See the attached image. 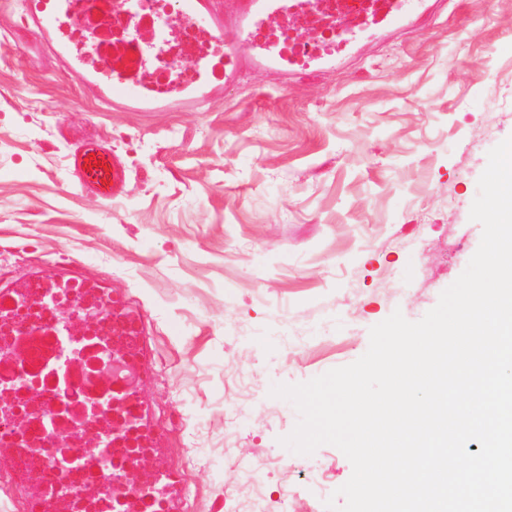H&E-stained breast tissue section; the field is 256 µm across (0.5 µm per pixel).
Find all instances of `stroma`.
I'll return each instance as SVG.
<instances>
[{
	"label": "stroma",
	"mask_w": 512,
	"mask_h": 512,
	"mask_svg": "<svg viewBox=\"0 0 512 512\" xmlns=\"http://www.w3.org/2000/svg\"><path fill=\"white\" fill-rule=\"evenodd\" d=\"M26 13L0 0V291L77 280L142 313L141 398L184 476L178 512L343 506L349 460L281 445L299 415L270 389L354 362L373 325L420 320L467 267L478 179L512 138V0H430L351 59L254 63L161 109L105 104ZM90 136L128 170L110 202L69 175Z\"/></svg>",
	"instance_id": "1"
}]
</instances>
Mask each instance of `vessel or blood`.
<instances>
[{
    "mask_svg": "<svg viewBox=\"0 0 512 512\" xmlns=\"http://www.w3.org/2000/svg\"><path fill=\"white\" fill-rule=\"evenodd\" d=\"M414 2L415 0H385L383 6L367 12L364 18L355 22L350 21L345 11L336 10L328 16L332 33L326 42L308 46L295 40L284 51L271 45L265 52L253 53L242 35H235L229 41L220 28L212 30L211 36L216 43L224 45L228 65L237 64L243 57L256 55L265 65L279 68L284 66L289 73L298 74L313 66L320 67L351 57L358 45L376 34L411 28ZM276 8L275 0H247L243 7V20L248 24L265 23L269 13ZM104 94L112 103L119 105L135 103L144 98L140 85L117 79L106 85ZM69 167L78 186L99 198L114 199L125 189L126 167L102 142L90 141L78 146L70 156ZM112 325L115 335L120 338L119 344L112 347L113 358L128 363L131 367H139L143 320L119 295L112 299ZM112 400L122 403L134 417L133 422L127 424L122 423L120 418H113V445H121L124 439L131 438L135 440L137 447L147 449L152 454L156 453L153 427L146 418L142 401L133 398L125 383L117 379L112 382ZM125 481V467H114L112 491L124 501L123 512H142L137 493L129 489ZM181 483L182 475L174 468L163 466L153 473L149 486L163 504L165 512H172L174 498Z\"/></svg>",
    "mask_w": 512,
    "mask_h": 512,
    "instance_id": "1",
    "label": "vessel or blood"
}]
</instances>
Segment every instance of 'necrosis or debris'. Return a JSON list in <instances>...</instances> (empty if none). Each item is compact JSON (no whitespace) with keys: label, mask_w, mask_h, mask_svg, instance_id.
I'll return each instance as SVG.
<instances>
[{"label":"necrosis or debris","mask_w":512,"mask_h":512,"mask_svg":"<svg viewBox=\"0 0 512 512\" xmlns=\"http://www.w3.org/2000/svg\"><path fill=\"white\" fill-rule=\"evenodd\" d=\"M170 6L171 0H141L134 17L112 28L102 27L101 18L123 11V0H61L54 13L62 24L80 17L83 31L93 38V52L111 56L116 74L126 78L146 74L164 89L195 83L208 69L224 63V50L210 39L207 27L188 23L177 44L158 54L152 72H145L144 48L135 31L160 26ZM40 287L34 281L23 291L0 292V447L14 450L17 470L27 482L20 508L43 512L46 499L56 497L69 500L70 512H117L112 499L111 435H103L99 448L91 452L70 442L71 436L82 434L97 408L96 377L111 367L112 357L100 329L74 338L58 315L59 307H76L85 289L52 288L39 305H32L31 293ZM22 332L30 347L58 351L55 369L13 358L12 348ZM33 394L45 403L42 416L29 429H14L12 419L29 416ZM85 485L102 489L94 507H87L80 494Z\"/></svg>","instance_id":"necrosis-or-debris-1"}]
</instances>
